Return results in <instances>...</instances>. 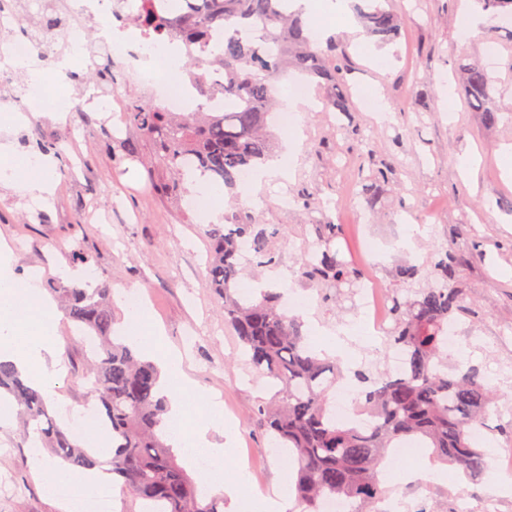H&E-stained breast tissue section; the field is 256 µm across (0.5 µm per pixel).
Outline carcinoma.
I'll return each instance as SVG.
<instances>
[{"label": "carcinoma", "mask_w": 512, "mask_h": 512, "mask_svg": "<svg viewBox=\"0 0 512 512\" xmlns=\"http://www.w3.org/2000/svg\"><path fill=\"white\" fill-rule=\"evenodd\" d=\"M294 0H182L184 10L166 20L153 10L142 23L158 33L177 30L189 48L187 66L201 69L195 52H203L212 32L224 29L219 56L207 63L224 69L220 96L224 108L214 112H165L147 101L133 104L126 127L159 145L158 164L172 180L158 189L174 198L185 193L189 173L239 188L243 172L259 168L272 152L269 116L277 100L280 76L293 69L328 93L336 112L350 111V95L342 79L343 64L336 40L313 37L311 18L293 8ZM362 12L367 34L380 41L396 38L401 18L388 0H366ZM492 16L512 13V0H478ZM268 42L270 53L259 47ZM462 86L476 112L489 124L498 107L490 95V79L480 62L461 68ZM342 232L340 224H315L311 248L299 259L300 278L314 287L355 288L360 270L332 252L330 244ZM283 230L253 224L239 210L224 213V223L209 225L212 249L207 282L224 302V324L238 337L246 365L278 386L271 401L251 410L253 417L280 448L288 450L294 468V493L302 512H321L325 499L340 497L350 512H378L388 489L385 472L388 449L402 442L421 441L434 461L459 468L462 492L483 483L488 461L471 431L487 423L488 408L497 400L477 368L448 364L442 338L457 316L475 317L467 305L468 289L460 270L470 258L453 244L436 247L428 270L404 265L389 287L392 322L386 347L403 350L402 372L353 370L360 411L373 419L364 428L353 420H338L329 397L345 378L342 364L317 353L308 340L304 321L283 306V293L267 289L243 297L238 286L245 271L240 243L248 244L253 264H275L274 239ZM53 299L64 306L75 325L92 334L96 344L91 367V395L99 402L103 425L112 432V453L106 461L113 479L129 496L161 512H223L224 500L201 502L192 479L178 465L168 444V399L160 389L161 369L137 356L112 335V289L83 288L60 279L48 284ZM13 397L25 424L35 425L36 447L70 466L99 464L72 433L49 415L44 397L28 386L13 364L0 361V393Z\"/></svg>", "instance_id": "obj_1"}]
</instances>
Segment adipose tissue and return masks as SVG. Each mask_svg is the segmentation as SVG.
<instances>
[{
	"mask_svg": "<svg viewBox=\"0 0 512 512\" xmlns=\"http://www.w3.org/2000/svg\"><path fill=\"white\" fill-rule=\"evenodd\" d=\"M55 160L46 154L35 161L8 165L9 177L21 181L32 200L40 201L55 190ZM12 250L0 242V360L12 362L28 377L34 387L53 402H63L58 391L62 371L60 351L56 341L58 317L53 300L36 285L19 288L11 272ZM116 336L158 361L162 369V389L171 398L169 416L177 421H189V432L171 436L173 447L184 449L187 462H194L196 452H203L210 462L206 473L209 494L236 496L240 493L237 475L228 473L224 447L214 441V433L224 430V419L218 402L198 398L190 379L180 368L179 357L165 351L160 335L150 328L145 314L124 319L114 326ZM204 404L205 417L189 419L195 404Z\"/></svg>",
	"mask_w": 512,
	"mask_h": 512,
	"instance_id": "1",
	"label": "adipose tissue"
}]
</instances>
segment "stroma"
<instances>
[{"label":"stroma","mask_w":512,"mask_h":512,"mask_svg":"<svg viewBox=\"0 0 512 512\" xmlns=\"http://www.w3.org/2000/svg\"><path fill=\"white\" fill-rule=\"evenodd\" d=\"M406 19L399 36L380 44L366 36L354 0L340 17L319 16L333 31L345 55L343 79L352 109L328 117L305 109L300 137L279 138L277 158L288 159L285 176L264 184L265 204L243 206V214L263 224L282 225L274 243L276 264L261 278L277 287L295 285L293 270L306 242L311 217L342 225L332 243L337 254L354 255L361 230L346 214L349 202L367 211L369 230L382 247L377 274L385 285L404 260L424 264L433 246H479L482 255L461 271L464 286L475 289L480 346L463 345L451 360L476 366L484 380L506 395L498 375L512 376V24H486L480 5H471L474 29L460 16L462 0H390ZM478 60L491 79L499 108L495 124L473 111L457 76L459 63ZM70 83L69 114L57 121L33 111L23 127H7L16 108L8 86L0 85V144L14 160L36 152L37 142L53 143L59 182L47 202L35 203L0 182V236L13 251V272L25 281L33 271L43 280L57 278L60 267L91 277L93 285L121 286L141 294L149 321L160 327L168 346L179 350L182 368L194 386L224 402L228 449L264 448L269 436L251 407L271 398L263 378L250 376L240 361L236 336L224 325V306L207 286L210 222L157 189L167 179L149 137L126 130L112 136L105 113L85 111L95 83L85 75L82 58ZM386 112L372 109L375 101ZM134 139L127 155L123 142ZM470 155L471 171L458 159ZM388 171L377 183L378 201L362 193L373 172ZM295 200L284 211L276 204L282 190ZM72 323L58 330L64 372L60 391L67 411L90 405L83 377L85 352L72 343ZM198 334L195 346L182 343ZM64 495L47 490L17 423L0 427V512H64Z\"/></svg>","instance_id":"1"}]
</instances>
